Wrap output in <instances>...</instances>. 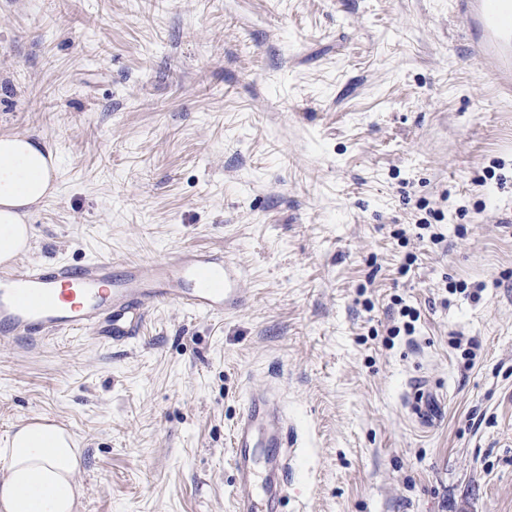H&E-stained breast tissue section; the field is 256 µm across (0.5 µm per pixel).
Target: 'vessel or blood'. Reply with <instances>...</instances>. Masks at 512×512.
Masks as SVG:
<instances>
[{
  "mask_svg": "<svg viewBox=\"0 0 512 512\" xmlns=\"http://www.w3.org/2000/svg\"><path fill=\"white\" fill-rule=\"evenodd\" d=\"M466 24L472 60L488 64L489 82L512 96V0H452ZM240 267L223 251L190 248L153 263L111 260L0 267V338L31 346L98 331L112 342L131 339L146 309L159 300L224 316L249 296ZM297 439L269 390L250 394L230 436L239 491L231 512H276L298 466ZM262 496H254L253 486Z\"/></svg>",
  "mask_w": 512,
  "mask_h": 512,
  "instance_id": "b4317fda",
  "label": "vessel or blood"
}]
</instances>
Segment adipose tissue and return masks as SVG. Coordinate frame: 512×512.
<instances>
[{"label": "adipose tissue", "mask_w": 512, "mask_h": 512, "mask_svg": "<svg viewBox=\"0 0 512 512\" xmlns=\"http://www.w3.org/2000/svg\"><path fill=\"white\" fill-rule=\"evenodd\" d=\"M54 150L31 134H0V263L29 246L27 217L55 196ZM81 453L73 434L43 418L21 424L0 448V512H79Z\"/></svg>", "instance_id": "obj_1"}]
</instances>
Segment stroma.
<instances>
[{
    "instance_id": "stroma-1",
    "label": "stroma",
    "mask_w": 512,
    "mask_h": 512,
    "mask_svg": "<svg viewBox=\"0 0 512 512\" xmlns=\"http://www.w3.org/2000/svg\"><path fill=\"white\" fill-rule=\"evenodd\" d=\"M487 73L449 0H0V133L58 157L25 260L220 249L249 295L156 304L118 345L0 340V446L49 417L80 512H230L267 384L302 458L280 512H512V98Z\"/></svg>"
}]
</instances>
